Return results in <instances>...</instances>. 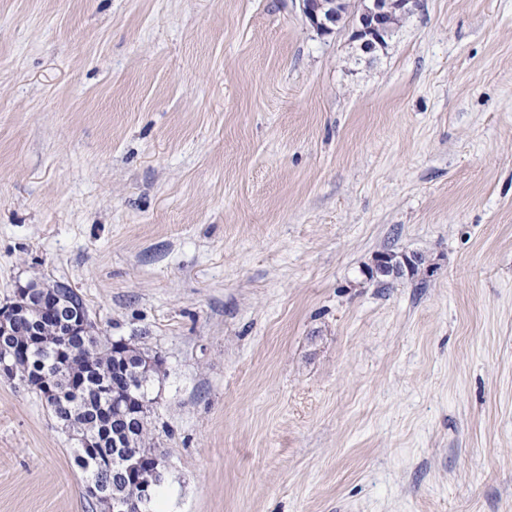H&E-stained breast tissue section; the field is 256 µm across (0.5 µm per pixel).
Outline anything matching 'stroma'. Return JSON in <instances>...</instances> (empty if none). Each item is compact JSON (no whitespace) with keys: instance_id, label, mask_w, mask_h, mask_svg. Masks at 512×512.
<instances>
[{"instance_id":"35a3bbf8","label":"stroma","mask_w":512,"mask_h":512,"mask_svg":"<svg viewBox=\"0 0 512 512\" xmlns=\"http://www.w3.org/2000/svg\"><path fill=\"white\" fill-rule=\"evenodd\" d=\"M32 280L161 356L164 512H512V0L371 57L299 0H0V303ZM77 446L0 375V512H103ZM401 259L404 266H400L397 263H394L392 261L391 255L389 254L378 255L371 270L372 276L376 277L380 281L386 277L393 278L397 275H400L404 271V268L409 270V267L411 266V260L405 259L404 256H402Z\"/></svg>"}]
</instances>
